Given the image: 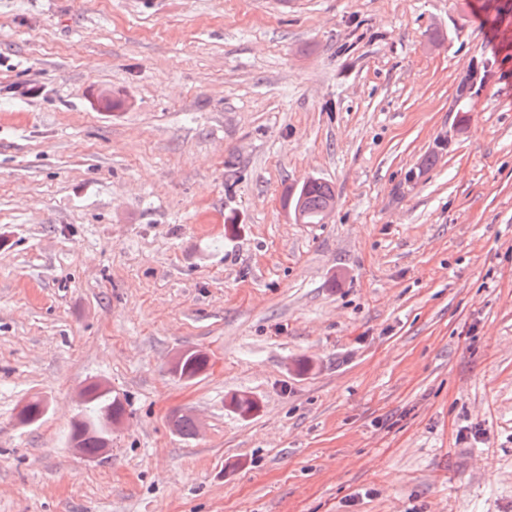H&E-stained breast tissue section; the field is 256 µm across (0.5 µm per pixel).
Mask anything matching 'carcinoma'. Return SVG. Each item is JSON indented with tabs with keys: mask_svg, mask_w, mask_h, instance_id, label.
<instances>
[{
	"mask_svg": "<svg viewBox=\"0 0 512 512\" xmlns=\"http://www.w3.org/2000/svg\"><path fill=\"white\" fill-rule=\"evenodd\" d=\"M304 196L301 222L319 223V214L327 202L335 197L333 187L320 179L312 178L301 186ZM208 357L197 351L189 350L183 355L180 368L173 370L180 379H193L206 371ZM125 415V406L119 395L99 385L85 389L80 410V420L71 424L68 442L80 439V447L88 454L97 453L103 439L112 436V424ZM172 430L183 437L197 434L198 426L193 417L174 413L170 419Z\"/></svg>",
	"mask_w": 512,
	"mask_h": 512,
	"instance_id": "carcinoma-1",
	"label": "carcinoma"
}]
</instances>
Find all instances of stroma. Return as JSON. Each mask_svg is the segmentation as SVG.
Segmentation results:
<instances>
[{"instance_id":"1","label":"stroma","mask_w":512,"mask_h":512,"mask_svg":"<svg viewBox=\"0 0 512 512\" xmlns=\"http://www.w3.org/2000/svg\"><path fill=\"white\" fill-rule=\"evenodd\" d=\"M505 74L512 0H0V512H512ZM300 190H302L304 196L301 222L304 224H318L320 214V223H325L330 218L336 205V200L333 198L335 197L333 187L325 181L312 178L306 181ZM326 204L327 206L323 209ZM208 357L198 350H189L183 355V362L173 373L179 379H193L206 371ZM84 393L80 420L71 424L68 442L71 444L76 438H80V448L77 444L73 446L75 451L92 461L109 448L111 440L105 438L112 436V424L124 417L125 406L119 395L100 385H91ZM120 423L121 421L114 425Z\"/></svg>"}]
</instances>
